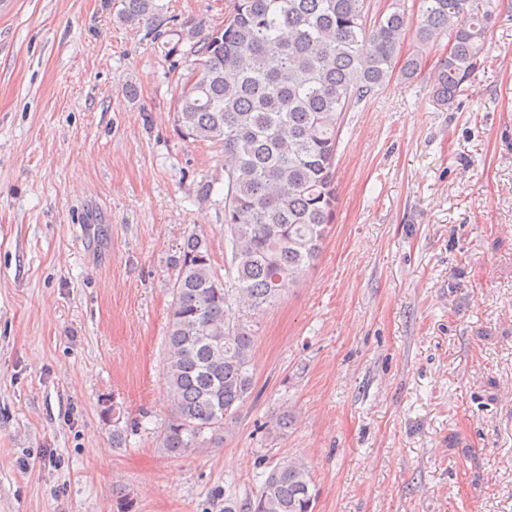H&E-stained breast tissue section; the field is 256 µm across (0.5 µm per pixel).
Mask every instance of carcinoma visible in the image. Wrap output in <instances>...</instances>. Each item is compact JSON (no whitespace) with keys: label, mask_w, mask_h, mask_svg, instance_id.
I'll return each instance as SVG.
<instances>
[{"label":"carcinoma","mask_w":512,"mask_h":512,"mask_svg":"<svg viewBox=\"0 0 512 512\" xmlns=\"http://www.w3.org/2000/svg\"><path fill=\"white\" fill-rule=\"evenodd\" d=\"M127 23L153 20L155 0H122ZM366 0H228L224 28L192 45L200 58L177 97L185 138L224 147L227 277L191 236L172 287L165 374L172 454L219 434L251 397L254 330L242 310L276 303L317 258L335 223L342 117L387 86L418 75L437 34L448 55L431 94L451 109L488 55L492 0H421L415 49L398 60L407 31L400 4L367 23ZM312 472L299 457L264 474L255 497L224 498L219 512H313Z\"/></svg>","instance_id":"1"}]
</instances>
